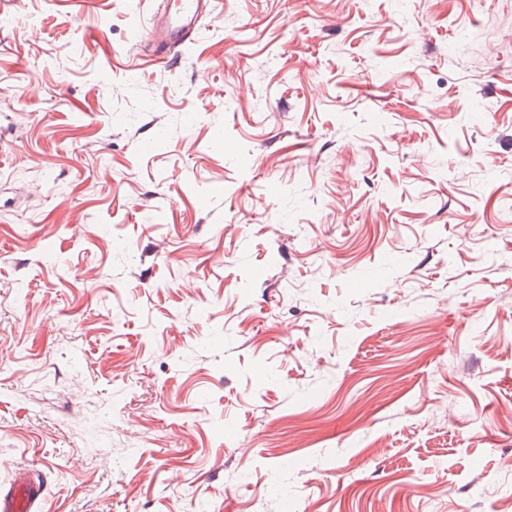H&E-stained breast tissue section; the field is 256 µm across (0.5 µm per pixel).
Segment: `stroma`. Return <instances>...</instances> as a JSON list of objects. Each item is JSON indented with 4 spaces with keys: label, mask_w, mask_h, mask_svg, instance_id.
<instances>
[{
    "label": "stroma",
    "mask_w": 512,
    "mask_h": 512,
    "mask_svg": "<svg viewBox=\"0 0 512 512\" xmlns=\"http://www.w3.org/2000/svg\"><path fill=\"white\" fill-rule=\"evenodd\" d=\"M154 5L0 0V482L512 512V0ZM210 0H163L158 1L153 22L146 39L156 48V55L163 63L175 56L170 49L182 43L201 17L208 13Z\"/></svg>",
    "instance_id": "35a3bbf8"
}]
</instances>
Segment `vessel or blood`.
I'll use <instances>...</instances> for the list:
<instances>
[{
    "label": "vessel or blood",
    "instance_id": "obj_1",
    "mask_svg": "<svg viewBox=\"0 0 512 512\" xmlns=\"http://www.w3.org/2000/svg\"><path fill=\"white\" fill-rule=\"evenodd\" d=\"M209 7L210 0H159L146 39L162 62H171V47L186 39ZM42 496L39 477L16 471L9 484H0V512H38Z\"/></svg>",
    "mask_w": 512,
    "mask_h": 512
}]
</instances>
